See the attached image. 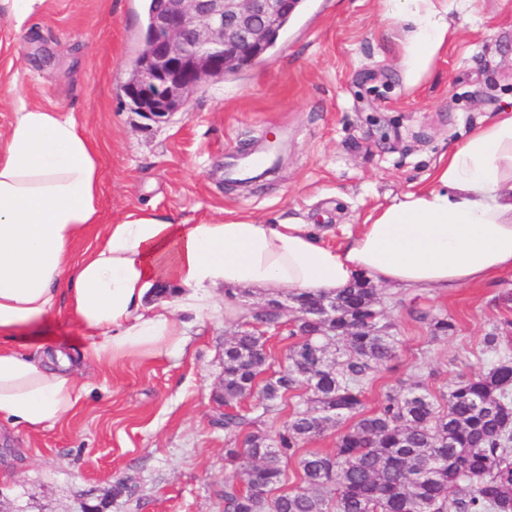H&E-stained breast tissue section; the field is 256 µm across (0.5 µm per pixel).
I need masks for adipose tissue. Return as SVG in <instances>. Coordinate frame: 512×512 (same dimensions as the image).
<instances>
[{
    "label": "adipose tissue",
    "instance_id": "adipose-tissue-1",
    "mask_svg": "<svg viewBox=\"0 0 512 512\" xmlns=\"http://www.w3.org/2000/svg\"><path fill=\"white\" fill-rule=\"evenodd\" d=\"M12 107L0 138V421L18 432L74 413L88 391L83 367L184 347L218 286L316 294L364 278L439 295L512 272L511 112L468 134L429 184L333 245L318 225L231 211L214 223L141 210L101 224L98 146L61 111L24 95ZM96 225L97 244L83 248ZM165 281L173 298L151 299ZM62 306L86 334L79 348L43 341Z\"/></svg>",
    "mask_w": 512,
    "mask_h": 512
}]
</instances>
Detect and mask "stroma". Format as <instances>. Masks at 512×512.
Returning a JSON list of instances; mask_svg holds the SVG:
<instances>
[{
    "instance_id": "35a3bbf8",
    "label": "stroma",
    "mask_w": 512,
    "mask_h": 512,
    "mask_svg": "<svg viewBox=\"0 0 512 512\" xmlns=\"http://www.w3.org/2000/svg\"><path fill=\"white\" fill-rule=\"evenodd\" d=\"M444 13L448 37L412 71L418 22ZM142 0H45L25 32L0 17V135L23 92L71 115L102 146L101 221L146 209L188 224L231 210L356 228L427 181L435 161L494 113L512 109V0H303L265 58L204 86L161 122L122 86L143 48ZM276 136L283 159L255 178L249 159ZM398 356L366 390L367 409L422 377L432 394L491 363L482 339L512 319V273L433 297L385 299ZM425 311L452 318L430 342ZM240 327L216 308L184 351L89 367L75 415L37 433H0V512H224L234 476L212 394L224 340ZM133 496L113 498L117 481Z\"/></svg>"
}]
</instances>
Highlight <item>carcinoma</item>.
<instances>
[{"instance_id": "carcinoma-1", "label": "carcinoma", "mask_w": 512, "mask_h": 512, "mask_svg": "<svg viewBox=\"0 0 512 512\" xmlns=\"http://www.w3.org/2000/svg\"><path fill=\"white\" fill-rule=\"evenodd\" d=\"M297 316L285 339V364L271 370L269 339L250 329L224 341V512H512V354L502 350L512 320L483 337L490 367L460 374L438 399L416 382L393 389L368 412L365 390L397 356L395 325L382 297L359 280L334 296L291 293ZM325 303L332 315H308ZM267 331L280 334L281 301L266 302ZM430 339L456 329L420 313ZM293 391L305 394L274 436L260 429ZM251 402L250 409L236 407ZM349 427H344L346 422ZM336 428V448L306 444ZM296 461L300 485L275 497Z\"/></svg>"}]
</instances>
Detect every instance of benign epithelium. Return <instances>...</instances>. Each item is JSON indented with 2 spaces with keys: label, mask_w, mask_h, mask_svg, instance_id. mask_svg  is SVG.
Segmentation results:
<instances>
[{
  "label": "benign epithelium",
  "mask_w": 512,
  "mask_h": 512,
  "mask_svg": "<svg viewBox=\"0 0 512 512\" xmlns=\"http://www.w3.org/2000/svg\"><path fill=\"white\" fill-rule=\"evenodd\" d=\"M296 0H156L136 80L124 94L153 121L183 112L206 84L266 55Z\"/></svg>",
  "instance_id": "benign-epithelium-1"
}]
</instances>
